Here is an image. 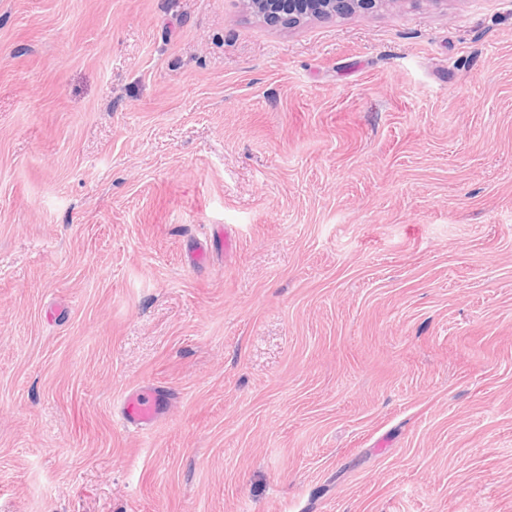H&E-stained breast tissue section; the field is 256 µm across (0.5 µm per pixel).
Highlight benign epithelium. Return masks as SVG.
Masks as SVG:
<instances>
[{"instance_id": "1", "label": "benign epithelium", "mask_w": 512, "mask_h": 512, "mask_svg": "<svg viewBox=\"0 0 512 512\" xmlns=\"http://www.w3.org/2000/svg\"><path fill=\"white\" fill-rule=\"evenodd\" d=\"M402 2L404 0H248L256 15L288 26L309 18H330L383 4L397 6Z\"/></svg>"}]
</instances>
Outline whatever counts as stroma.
I'll return each instance as SVG.
<instances>
[{
    "label": "stroma",
    "instance_id": "stroma-1",
    "mask_svg": "<svg viewBox=\"0 0 512 512\" xmlns=\"http://www.w3.org/2000/svg\"><path fill=\"white\" fill-rule=\"evenodd\" d=\"M0 512H512V0H0ZM256 15L288 26L309 18H330L337 14L370 10L379 5L397 6L404 0H248ZM169 394L162 388L143 384L124 396L121 419L140 431L152 429L170 404Z\"/></svg>",
    "mask_w": 512,
    "mask_h": 512
}]
</instances>
